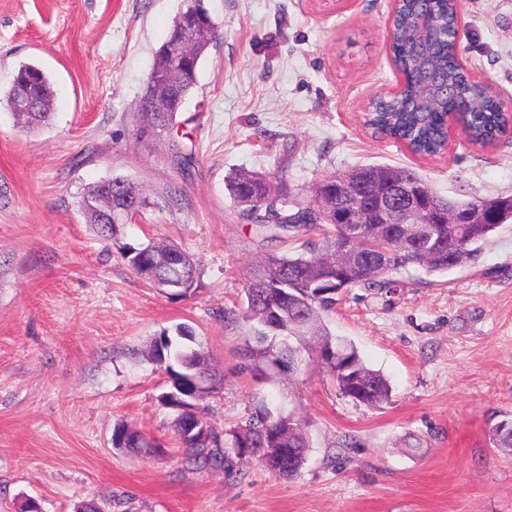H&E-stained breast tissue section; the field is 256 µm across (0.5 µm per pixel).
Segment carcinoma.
Returning <instances> with one entry per match:
<instances>
[{
    "mask_svg": "<svg viewBox=\"0 0 512 512\" xmlns=\"http://www.w3.org/2000/svg\"><path fill=\"white\" fill-rule=\"evenodd\" d=\"M456 0H401L390 32L391 51L397 68L407 80L393 96L375 99L369 106V122L391 138L405 143L409 150L421 156L441 152L446 143L444 117L458 115L466 128L470 142L481 147L494 146L512 128V110L489 86L474 80L460 66L456 56ZM423 14L430 16L439 34L430 38L427 61L429 66L448 81L449 91L439 94L435 104L425 106L420 99V56L415 44L408 39ZM210 42L195 49L190 64L193 75L182 86L179 97L167 112H139L136 121H148L163 129L175 123L177 107L198 85L199 64ZM31 87L33 112L28 126L48 122L46 103L54 95L52 83L38 66L19 68L7 92L6 104H11L22 88ZM169 159L183 174L194 164L191 151L180 141L169 145ZM361 179L360 208L373 203L379 185L390 180L404 179L425 183L417 172L389 165H363L350 171L333 174L321 180L322 193H314L305 203L294 201L290 190L281 180L268 174L235 173L226 179V189L234 203L241 207L240 217L253 225V232L264 241H281L284 235L302 240L300 249L290 253L269 251L253 264L246 276V308L244 321L255 328V335L245 340L239 356L252 372L265 365H276L292 374L305 357L320 359V365L331 376L341 394L370 408H381L391 398L392 388L387 378L370 368L356 346L330 333L323 315L334 310L340 297L354 288L376 293H390L399 287L396 274L409 267H420L431 276H443L465 264L473 263L480 253V244L501 225L512 222V195L481 200H454L458 213L473 206L481 208L479 224L432 225V242L413 253L399 251L393 238L377 232V225H366L361 243L383 246L391 254L387 274L336 266L329 261L341 224H310L307 216L323 206V198L336 194L338 185L346 180ZM128 183L121 176L99 182L81 200L91 224L101 237H113L117 225L102 224L94 213L86 210L87 202L95 200L106 186L119 187ZM312 231L319 238L311 239ZM128 262L139 276L157 288L165 284L187 285L171 291L175 297H185L198 288L199 264L185 249L170 244L149 243L128 251ZM176 336L163 330L152 344L151 358L165 375L164 391L159 401L180 408L175 421V433L182 450V462L189 470H222L235 477L245 474V468L257 461L276 475L293 479L304 464L303 450L309 448L305 422L291 412H274L262 403L237 427L220 432L207 417L197 410V403L209 393L224 389V375L207 368L209 351L186 350L180 340L193 336L187 325L175 328ZM338 351L351 364V370L341 371L330 363L326 353ZM497 448H512V421L503 420L490 431ZM130 442V450L146 455L164 450V446L146 438L140 431L126 425L117 426L112 444L121 448Z\"/></svg>",
    "mask_w": 512,
    "mask_h": 512,
    "instance_id": "cac0c4a2",
    "label": "carcinoma"
}]
</instances>
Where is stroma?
<instances>
[{"mask_svg": "<svg viewBox=\"0 0 512 512\" xmlns=\"http://www.w3.org/2000/svg\"><path fill=\"white\" fill-rule=\"evenodd\" d=\"M217 26L199 86L176 124L132 138L156 53L183 0H0V512H512V448L491 427L512 419V224L475 263L443 277L413 268L394 293L360 288L325 321L388 379L375 410L343 397L317 364L253 374L239 351L249 267L267 243L225 177H283L303 202L324 177L361 164L417 171L441 195L512 194V135L493 147L454 133L436 157L365 126L370 101L400 79L389 49L393 0H205ZM457 54L512 103V0H461ZM54 82L45 127L17 124L4 95L17 69ZM191 148L182 177L169 141ZM122 175L152 205L100 238L80 210ZM164 240L199 264L173 298L138 277L126 252ZM191 326L224 374L199 406L219 430L258 402L300 416L310 438L293 479L251 464L244 477L188 471L162 405L154 338ZM166 448L112 446L117 425Z\"/></svg>", "mask_w": 512, "mask_h": 512, "instance_id": "35a3bbf8", "label": "stroma"}]
</instances>
